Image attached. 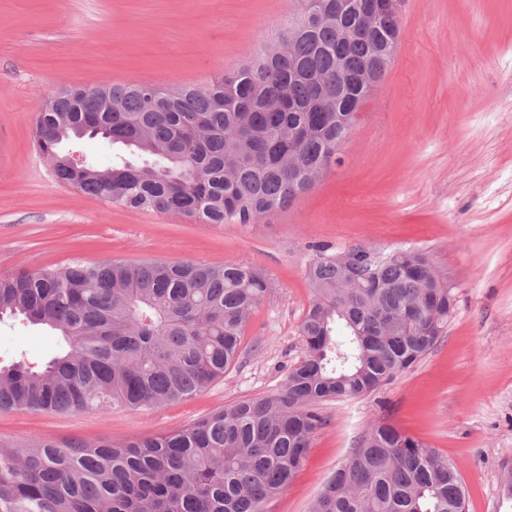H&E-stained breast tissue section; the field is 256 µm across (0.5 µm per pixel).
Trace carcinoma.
Instances as JSON below:
<instances>
[{"label":"carcinoma","mask_w":512,"mask_h":512,"mask_svg":"<svg viewBox=\"0 0 512 512\" xmlns=\"http://www.w3.org/2000/svg\"><path fill=\"white\" fill-rule=\"evenodd\" d=\"M399 22L348 40L336 27L283 35L257 64L204 88H64L36 113V143L65 187L129 210L251 224L287 206L336 161L344 117L395 56ZM344 57L336 64V53ZM99 135L116 150L77 177L63 143ZM301 363L273 395L124 443L0 440V512H263L302 468L325 424L316 405L377 391L433 348L452 287L414 249L315 250ZM268 284L238 263L87 261L0 272V322L61 338L44 362L0 361V413L151 409L192 398L235 361ZM309 512H466L456 467L384 421L359 439Z\"/></svg>","instance_id":"obj_1"}]
</instances>
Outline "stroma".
Instances as JSON below:
<instances>
[{
	"label": "stroma",
	"instance_id": "stroma-1",
	"mask_svg": "<svg viewBox=\"0 0 512 512\" xmlns=\"http://www.w3.org/2000/svg\"><path fill=\"white\" fill-rule=\"evenodd\" d=\"M299 0H0V272L79 257L233 262L270 290L239 357L203 393L159 408L0 413V437L124 442L276 393L303 359L312 246L426 252L455 306L443 335L378 391L325 420L265 512H309L363 432L386 420L457 468L468 512H512V0H401L400 40L361 120L313 188L252 224L131 211L60 185L35 147L58 90L129 80L203 87L274 45ZM51 331L0 326V359L50 357Z\"/></svg>",
	"mask_w": 512,
	"mask_h": 512
}]
</instances>
